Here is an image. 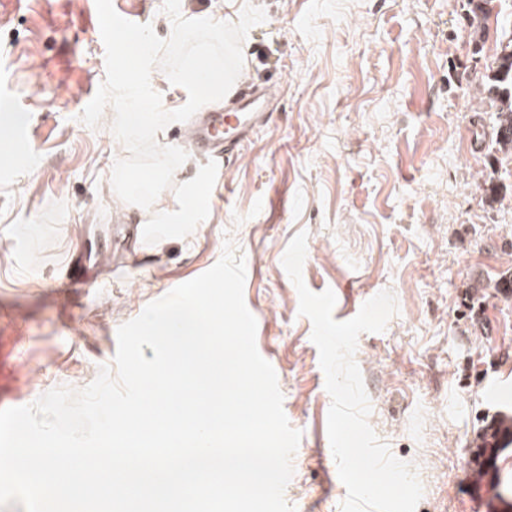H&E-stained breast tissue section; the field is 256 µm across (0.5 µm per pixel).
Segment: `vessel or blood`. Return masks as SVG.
Here are the masks:
<instances>
[{
    "label": "vessel or blood",
    "instance_id": "obj_1",
    "mask_svg": "<svg viewBox=\"0 0 512 512\" xmlns=\"http://www.w3.org/2000/svg\"><path fill=\"white\" fill-rule=\"evenodd\" d=\"M273 115L266 87L254 83L234 84L223 111L204 112L194 117L185 141L188 151L231 163L239 148Z\"/></svg>",
    "mask_w": 512,
    "mask_h": 512
}]
</instances>
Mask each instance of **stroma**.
Wrapping results in <instances>:
<instances>
[{
  "label": "stroma",
  "instance_id": "1",
  "mask_svg": "<svg viewBox=\"0 0 512 512\" xmlns=\"http://www.w3.org/2000/svg\"><path fill=\"white\" fill-rule=\"evenodd\" d=\"M266 19L248 31L240 76L274 85L270 123L219 165L210 213L192 233L139 243L124 264L91 270L123 228L177 210L175 185L206 159L189 154L151 208L111 183L128 151L80 115L106 75L88 35L95 0H0V409L47 391L79 390L113 366L120 325L211 268L232 238L246 262L244 299L256 345L274 368L289 423L302 433L286 501L296 512H340L346 497L327 436L325 389L312 323L282 266L307 232L303 279L332 289L333 317L353 318L392 291L398 312L358 338L354 359L368 423L422 485L416 512H490L486 485L463 458L492 418L512 419V160L494 161L492 117L471 79L512 21L504 0L473 56L462 0H181L187 18ZM163 0H113L118 13L169 37ZM501 192L486 202L484 170ZM33 225L32 235L17 234Z\"/></svg>",
  "mask_w": 512,
  "mask_h": 512
}]
</instances>
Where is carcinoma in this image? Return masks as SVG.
I'll use <instances>...</instances> for the list:
<instances>
[{"label":"carcinoma","mask_w":512,"mask_h":512,"mask_svg":"<svg viewBox=\"0 0 512 512\" xmlns=\"http://www.w3.org/2000/svg\"><path fill=\"white\" fill-rule=\"evenodd\" d=\"M497 2L499 0H465L470 43L475 55L483 51L489 19L498 15ZM478 87L490 111L494 112L495 128L502 132L501 137L495 140L496 152L506 159H512V31L502 32L495 53L480 71ZM506 451L508 445L498 441L493 447L485 449L482 453L484 459L480 461L475 474L480 482L485 476H491L492 499L505 506L504 512H512V483L495 477L497 458Z\"/></svg>","instance_id":"cac0c4a2"}]
</instances>
